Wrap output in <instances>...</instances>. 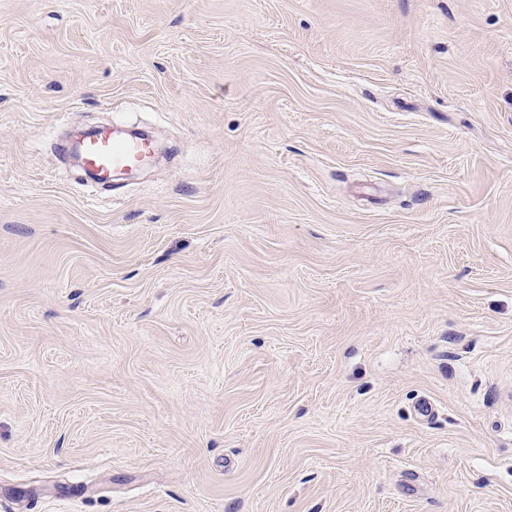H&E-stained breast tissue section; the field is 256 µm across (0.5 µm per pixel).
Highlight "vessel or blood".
I'll use <instances>...</instances> for the list:
<instances>
[{"label":"vessel or blood","mask_w":512,"mask_h":512,"mask_svg":"<svg viewBox=\"0 0 512 512\" xmlns=\"http://www.w3.org/2000/svg\"><path fill=\"white\" fill-rule=\"evenodd\" d=\"M152 151L148 139L126 137L107 127L94 129L82 143L83 161L103 185L111 184L117 174L143 165Z\"/></svg>","instance_id":"obj_1"}]
</instances>
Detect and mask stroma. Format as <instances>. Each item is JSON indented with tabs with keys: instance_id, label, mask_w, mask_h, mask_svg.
I'll list each match as a JSON object with an SVG mask.
<instances>
[{
	"instance_id": "stroma-1",
	"label": "stroma",
	"mask_w": 512,
	"mask_h": 512,
	"mask_svg": "<svg viewBox=\"0 0 512 512\" xmlns=\"http://www.w3.org/2000/svg\"><path fill=\"white\" fill-rule=\"evenodd\" d=\"M0 512H512V0H0ZM152 151L148 139L125 137L120 130L108 127L94 129L82 143L84 164L102 185L112 184L118 173L143 165Z\"/></svg>"
}]
</instances>
